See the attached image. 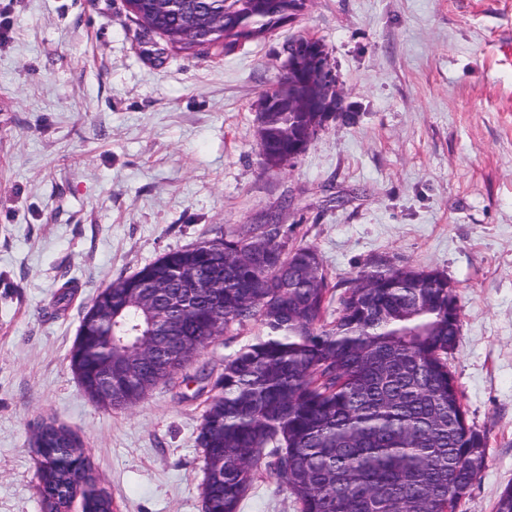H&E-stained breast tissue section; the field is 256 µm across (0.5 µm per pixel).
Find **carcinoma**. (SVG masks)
I'll return each mask as SVG.
<instances>
[{"label": "carcinoma", "mask_w": 512, "mask_h": 512, "mask_svg": "<svg viewBox=\"0 0 512 512\" xmlns=\"http://www.w3.org/2000/svg\"><path fill=\"white\" fill-rule=\"evenodd\" d=\"M127 12L147 35L200 55L247 35L262 40L266 27L293 0H125ZM257 116V141L268 171L288 165V154L311 143L328 112ZM202 280L224 279V330L254 321L255 342L224 360L216 378L201 370L195 396L209 384L197 435L204 459L218 471L203 488L204 512H240L259 468L266 467L300 505V512H456L486 464L484 435L470 426L448 369L460 336V307L448 277L433 270L378 261L356 273L326 320L331 295L318 250L288 246L277 220L246 224L221 237L169 251L136 273L119 277L92 302L112 307V322H85L86 346L74 343L73 371L90 379L112 359L132 380L115 379L112 390L143 397L140 384L166 366L169 378L184 366L168 354L141 347L151 335L147 311L158 315L182 270ZM150 279V302L137 290ZM210 295L181 318L180 336L197 351L210 343ZM45 449L38 471L43 500L52 510L62 496L81 494L83 512H109L110 499L95 488L77 437L46 426L35 435Z\"/></svg>", "instance_id": "1"}]
</instances>
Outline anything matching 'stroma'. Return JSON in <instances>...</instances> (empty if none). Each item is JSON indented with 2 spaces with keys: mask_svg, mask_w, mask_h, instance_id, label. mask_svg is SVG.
<instances>
[{
  "mask_svg": "<svg viewBox=\"0 0 512 512\" xmlns=\"http://www.w3.org/2000/svg\"><path fill=\"white\" fill-rule=\"evenodd\" d=\"M306 32L351 117L267 173L257 104ZM272 214L330 284L382 258L455 285L448 365L487 444L459 512H493L512 484V0H311L266 41L198 56L144 35L124 0H0V512H44L47 423L80 438L112 512H202L195 383L106 409L69 351L113 280ZM260 333L232 326L190 370ZM240 512L299 508L262 469Z\"/></svg>",
  "mask_w": 512,
  "mask_h": 512,
  "instance_id": "35a3bbf8",
  "label": "stroma"
}]
</instances>
